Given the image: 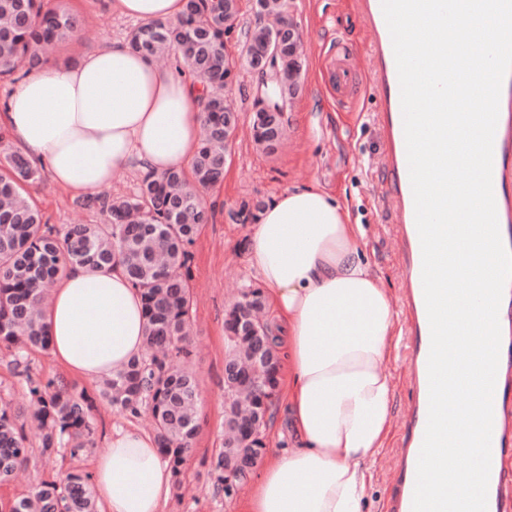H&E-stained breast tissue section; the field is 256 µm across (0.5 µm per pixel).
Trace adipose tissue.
I'll return each mask as SVG.
<instances>
[{"label":"adipose tissue","mask_w":512,"mask_h":512,"mask_svg":"<svg viewBox=\"0 0 512 512\" xmlns=\"http://www.w3.org/2000/svg\"><path fill=\"white\" fill-rule=\"evenodd\" d=\"M123 17L177 20L184 0H112ZM201 86L158 68L123 40L77 62L48 63L12 92L4 117L15 149L79 194L133 168L190 166L202 124ZM362 225L313 187L278 194L246 240L248 266L277 318L280 393L295 445L260 462L238 512H359L365 462L392 419L387 369L396 310L358 253ZM50 348L89 381L146 349L141 292L121 266L63 268L44 314ZM99 512H165L173 474L154 435L112 431L93 473Z\"/></svg>","instance_id":"ef3b65f1"}]
</instances>
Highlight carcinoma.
Here are the masks:
<instances>
[{
	"mask_svg": "<svg viewBox=\"0 0 512 512\" xmlns=\"http://www.w3.org/2000/svg\"><path fill=\"white\" fill-rule=\"evenodd\" d=\"M50 2L0 0V77L13 76L20 62L27 63L29 72L40 68L46 62L40 53L44 46L64 43L81 30L78 13ZM274 7H280L279 0H254L253 19L245 22L238 0H185L178 21L146 22L130 34L132 50L152 59L162 50L173 52L176 62L205 87L204 133L189 170L147 172L138 191L122 201L87 198L109 213L107 223L74 224L62 232L46 224L26 191L40 178L41 167L17 151H5L0 163V343L17 350V375L28 385L44 453L55 452L66 440L80 449L92 434L85 395L65 385L41 384L23 360L28 348H49L41 316L44 288L68 265L118 264L141 291L148 354L105 378L101 395L132 415L148 410L159 447L174 476L181 474L198 429L196 379L178 361L187 356L179 343L188 336L192 309L189 246L211 219L200 190L224 181L226 138L236 129L228 124L231 106L224 99L232 70L225 38L240 30L245 37L242 65L256 67L274 47L275 29L263 22ZM277 65L281 80L266 85L251 119L256 144L268 152L278 148L285 131L283 109L299 90V79L288 80V68L298 76L303 61L292 62V51L285 47ZM265 307L261 289L249 288L226 313V363L238 365L241 374L239 388L224 393L226 452L229 444L247 440L243 413L265 408L276 397L281 360L269 323L238 329L245 314ZM18 418L9 404L0 402V484L11 481L28 457ZM9 512H96L95 495L86 477L71 472L15 499Z\"/></svg>",
	"mask_w": 512,
	"mask_h": 512,
	"instance_id": "cac0c4a2",
	"label": "carcinoma"
}]
</instances>
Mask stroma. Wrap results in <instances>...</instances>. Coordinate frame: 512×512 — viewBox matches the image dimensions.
Wrapping results in <instances>:
<instances>
[{
    "label": "stroma",
    "mask_w": 512,
    "mask_h": 512,
    "mask_svg": "<svg viewBox=\"0 0 512 512\" xmlns=\"http://www.w3.org/2000/svg\"><path fill=\"white\" fill-rule=\"evenodd\" d=\"M54 2L89 17L83 31L57 54L60 62L126 39L136 26L134 20L113 11L112 0ZM285 12L298 26L305 54L301 90L287 110L286 146L267 154L254 143L250 121L259 77L241 70L230 91L240 124L227 149L224 181L207 192L205 202L212 218L200 227L190 248L193 306L188 365L199 386V430L184 463L182 484L175 488L165 512H236L235 500L225 498L213 475L224 446V318L255 279L245 252L250 227L230 220L231 211L244 203L269 201L294 187H316L336 196L347 206L351 223L363 226L359 255L391 298L399 299L404 287L393 235L395 216L388 200L392 177L382 163L381 131L371 118L378 109L368 75L372 34L359 14L357 0H285ZM340 45L360 70L361 92L345 104L337 101L328 84L329 61ZM32 196L45 222L60 229L70 224H101L107 218L99 208L81 205L77 196L46 177L33 188ZM25 360L34 379L62 383L86 394L93 404V432L86 448L75 452L65 445L48 455L40 448V430L25 423L30 457L13 481L0 485V512H8L13 500L31 494L40 482L57 481L70 472L91 475L96 459L107 450L113 426L151 427L148 412L134 416L113 407L101 397L98 383L68 375L51 351L29 350ZM399 361L395 354L389 362L394 377L392 420L382 448L365 465L368 491L360 512H382L388 494L387 461L397 451L410 402L408 388L399 377ZM0 400L21 411L30 407L26 384L14 368L13 352L3 345Z\"/></svg>",
    "instance_id": "stroma-1"
}]
</instances>
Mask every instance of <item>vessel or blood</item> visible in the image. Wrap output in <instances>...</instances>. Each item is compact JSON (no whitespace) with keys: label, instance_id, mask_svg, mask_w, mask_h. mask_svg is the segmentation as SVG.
Segmentation results:
<instances>
[{"label":"vessel or blood","instance_id":"1","mask_svg":"<svg viewBox=\"0 0 512 512\" xmlns=\"http://www.w3.org/2000/svg\"><path fill=\"white\" fill-rule=\"evenodd\" d=\"M359 12L374 35L371 79L378 99L373 119L384 142V164L393 183L392 205L396 214L397 253L404 274L401 305L404 313L402 379L412 399L393 459L390 490L383 512H412L419 453L429 409L428 356L430 326L422 285V250L415 223L413 192L404 136L400 84L392 38L381 0H358ZM352 61L337 59L329 70V83L337 97L353 94ZM492 188L500 236L512 251V73L502 84L499 116L493 142ZM501 345L493 395L491 470L487 512H512V282L505 287L499 308Z\"/></svg>","mask_w":512,"mask_h":512}]
</instances>
